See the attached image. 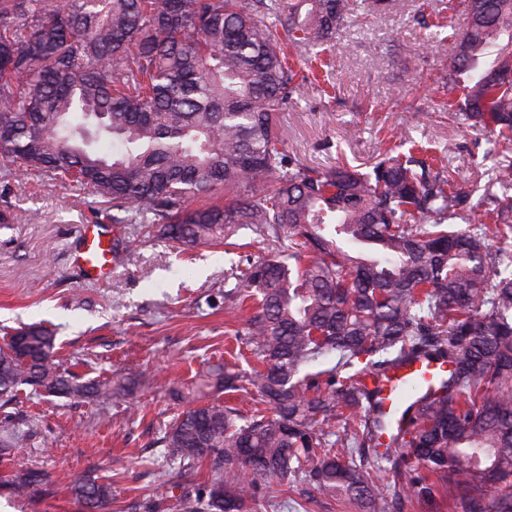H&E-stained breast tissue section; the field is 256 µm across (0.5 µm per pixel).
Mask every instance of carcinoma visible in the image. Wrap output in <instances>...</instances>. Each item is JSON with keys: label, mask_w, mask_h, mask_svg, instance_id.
I'll return each mask as SVG.
<instances>
[{"label": "carcinoma", "mask_w": 512, "mask_h": 512, "mask_svg": "<svg viewBox=\"0 0 512 512\" xmlns=\"http://www.w3.org/2000/svg\"><path fill=\"white\" fill-rule=\"evenodd\" d=\"M357 0H0V177L38 171L86 186L114 224H159L184 251L242 224L288 259L224 272L232 310L256 311L236 337L261 364L230 365L177 390L166 463L207 468L180 512H255L273 485L311 487L364 512L442 489L463 512H512V0H462L446 81L448 118L487 136L484 184H459L393 145L371 170L312 169L287 153L278 112L298 89L288 48L333 42ZM112 140V155L95 144ZM330 354L337 372L308 369ZM365 366L358 368L359 360ZM416 360L448 376L392 431L376 385ZM62 368L54 331L15 329L0 345V460L23 420L24 389L97 401L137 382ZM243 391L246 416L204 402ZM343 421L342 433L326 430ZM44 478L21 468L12 494ZM84 512L112 503V478L78 481Z\"/></svg>", "instance_id": "1"}]
</instances>
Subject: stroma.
<instances>
[{
    "label": "stroma",
    "instance_id": "35a3bbf8",
    "mask_svg": "<svg viewBox=\"0 0 512 512\" xmlns=\"http://www.w3.org/2000/svg\"><path fill=\"white\" fill-rule=\"evenodd\" d=\"M355 23L330 48L334 67L304 82L279 114L290 152L308 166H371L406 139L422 145L462 184L482 181L490 162L483 133L453 125L439 104L445 93L448 36L459 19L448 0H397L376 12L361 6ZM96 198L91 189L55 184L37 172L0 191V335L24 324L55 331L58 358L84 378L138 366L130 395L91 404L19 395L27 416L15 450L23 466L43 471L37 496L17 499L0 464V512H81L70 487L80 477H112L106 512H149L165 479L158 440L183 405L171 390L201 369L227 361L242 318L224 312V271L231 262L278 257L282 249L240 229L235 246L177 252L151 224L105 222L125 241L102 280L73 262ZM257 512H362L349 502H309L271 487Z\"/></svg>",
    "mask_w": 512,
    "mask_h": 512
}]
</instances>
